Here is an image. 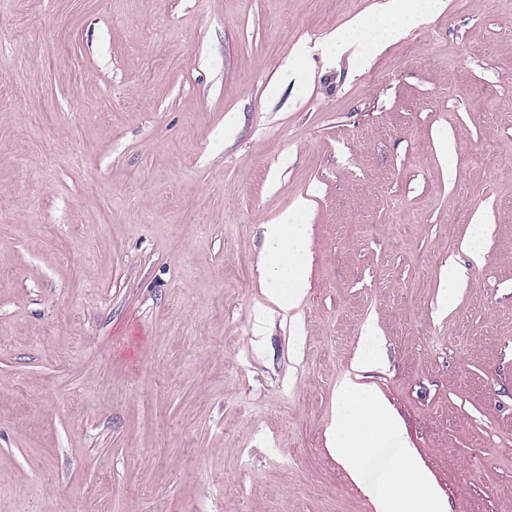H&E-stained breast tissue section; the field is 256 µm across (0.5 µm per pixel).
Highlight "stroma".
<instances>
[{"label":"stroma","instance_id":"stroma-1","mask_svg":"<svg viewBox=\"0 0 512 512\" xmlns=\"http://www.w3.org/2000/svg\"><path fill=\"white\" fill-rule=\"evenodd\" d=\"M381 2L0 0V512H375L328 449L355 376L447 512H512V0L329 50ZM312 203L300 197L289 210L263 226L266 251L261 273L276 286V297L283 306L296 302L307 286L306 224L302 223ZM356 365L361 371H369L380 365L379 342L374 333L363 336L356 356Z\"/></svg>","mask_w":512,"mask_h":512}]
</instances>
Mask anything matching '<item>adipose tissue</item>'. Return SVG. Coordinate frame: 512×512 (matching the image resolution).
Returning a JSON list of instances; mask_svg holds the SVG:
<instances>
[{
  "instance_id": "ef3b65f1",
  "label": "adipose tissue",
  "mask_w": 512,
  "mask_h": 512,
  "mask_svg": "<svg viewBox=\"0 0 512 512\" xmlns=\"http://www.w3.org/2000/svg\"><path fill=\"white\" fill-rule=\"evenodd\" d=\"M441 7L442 0H387L380 14L356 18L347 28L337 30L331 43L343 52L360 48V61L365 64L405 27ZM311 206L310 199L298 198L264 226L261 273L275 285L276 297L285 306L296 302L307 286L304 218ZM330 451L355 482H362L369 470L379 471L378 480L369 488L375 512H444L413 460L401 451L393 419L366 385L349 380L340 388Z\"/></svg>"
}]
</instances>
